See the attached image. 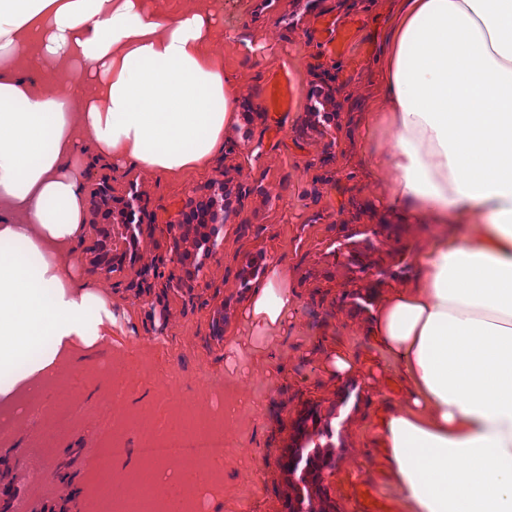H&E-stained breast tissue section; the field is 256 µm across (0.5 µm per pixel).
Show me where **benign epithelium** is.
Listing matches in <instances>:
<instances>
[{
  "instance_id": "7a95c632",
  "label": "benign epithelium",
  "mask_w": 512,
  "mask_h": 512,
  "mask_svg": "<svg viewBox=\"0 0 512 512\" xmlns=\"http://www.w3.org/2000/svg\"><path fill=\"white\" fill-rule=\"evenodd\" d=\"M87 205L91 245L85 249L81 262L97 277L110 280L112 274L123 270L126 263L141 258L140 252L132 254L128 251V243L147 244L143 230L146 212L142 197L134 184L129 186L125 195L116 197L112 195V184L101 179L88 189ZM169 230L178 234L179 248L174 254L160 256L151 266L143 267L145 274L139 280L129 283V287L150 288L152 284L149 278H159L160 267L168 263L184 265L197 256L202 257V260L193 265V276L204 274V259L223 246L224 184H218L206 201L182 213L169 226ZM302 428V423L295 424L288 448L284 452L285 460L288 461V475L291 477L295 476L301 459Z\"/></svg>"
}]
</instances>
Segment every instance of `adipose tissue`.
I'll list each match as a JSON object with an SVG mask.
<instances>
[{
  "mask_svg": "<svg viewBox=\"0 0 512 512\" xmlns=\"http://www.w3.org/2000/svg\"><path fill=\"white\" fill-rule=\"evenodd\" d=\"M200 12L146 0H0V401L112 334L78 276L81 141L152 174L201 170L235 119ZM386 202L431 227L368 334L404 381L377 443L406 512H512V0H399L381 56ZM96 88L85 93L87 74ZM275 265L243 310L288 316Z\"/></svg>",
  "mask_w": 512,
  "mask_h": 512,
  "instance_id": "ef3b65f1",
  "label": "adipose tissue"
}]
</instances>
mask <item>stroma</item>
Masks as SVG:
<instances>
[{
  "label": "stroma",
  "instance_id": "obj_1",
  "mask_svg": "<svg viewBox=\"0 0 512 512\" xmlns=\"http://www.w3.org/2000/svg\"><path fill=\"white\" fill-rule=\"evenodd\" d=\"M158 12L207 15L206 43L236 81V119L225 147L202 172L178 177L80 152L86 177L110 179L115 195L136 182L157 226L144 260L171 253L168 222L223 182L224 242L205 275L174 288H132V271L98 282L119 328L87 357L65 366L31 396L0 405V483H16L18 512L52 498L54 512H113L143 469L151 437L184 435L183 411L211 420L224 458L208 471L168 467L151 493L194 512H284L281 468L293 421L308 405L338 411L336 466L327 478L343 512H404L374 444L383 408L403 386L393 363L365 334L381 293L403 287L428 232L380 204L370 158L388 136L375 119L382 97L377 59L393 0H149ZM348 27L340 54L325 48L331 27ZM296 77L297 109L270 112L265 97L279 70ZM335 90L313 113L320 82ZM380 233H372L373 225ZM288 268V321L248 336L242 309L270 265ZM354 372L324 369L334 348ZM247 386L237 411L228 398ZM53 437H46L47 427Z\"/></svg>",
  "mask_w": 512,
  "mask_h": 512
}]
</instances>
